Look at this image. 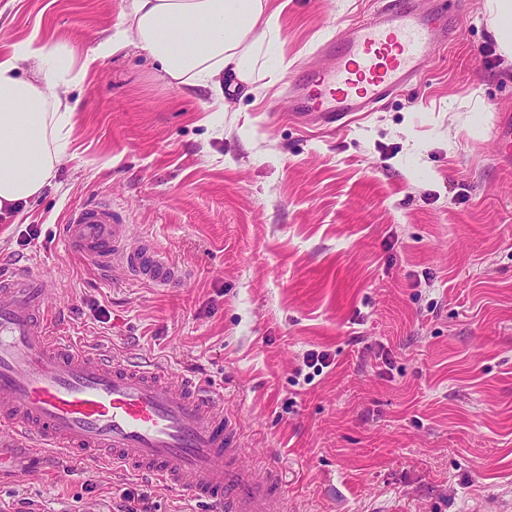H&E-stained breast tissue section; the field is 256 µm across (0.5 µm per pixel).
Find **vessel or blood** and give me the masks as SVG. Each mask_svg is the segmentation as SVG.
I'll return each instance as SVG.
<instances>
[{
    "label": "vessel or blood",
    "mask_w": 512,
    "mask_h": 512,
    "mask_svg": "<svg viewBox=\"0 0 512 512\" xmlns=\"http://www.w3.org/2000/svg\"><path fill=\"white\" fill-rule=\"evenodd\" d=\"M457 19L416 0H384L367 19L337 28L318 51L330 61L293 87L305 111L333 123L372 112L422 75ZM129 225L95 202L71 209L59 237L103 269L118 266L155 288L185 270L152 242L128 247ZM44 276L0 264V434L16 448H55L60 468L121 466L158 478L209 512H296L277 465L246 462L238 421L212 386L161 361L57 335Z\"/></svg>",
    "instance_id": "b4317fda"
}]
</instances>
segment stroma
<instances>
[{
    "mask_svg": "<svg viewBox=\"0 0 512 512\" xmlns=\"http://www.w3.org/2000/svg\"><path fill=\"white\" fill-rule=\"evenodd\" d=\"M130 0H0V51L40 30L85 56ZM288 69L209 109L146 52L99 59L69 156L0 216V262L50 275L64 330L152 355L224 394L250 460L273 458L299 512H512V59L486 0H440L461 27L425 74L331 128L290 115L289 84L323 66L337 24L381 0H271ZM107 201L187 272L131 284L64 248L59 224ZM329 365L304 381L308 351ZM182 512L154 480L0 450V512H117L119 492Z\"/></svg>",
    "mask_w": 512,
    "mask_h": 512,
    "instance_id": "1",
    "label": "stroma"
}]
</instances>
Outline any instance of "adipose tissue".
<instances>
[{"mask_svg":"<svg viewBox=\"0 0 512 512\" xmlns=\"http://www.w3.org/2000/svg\"><path fill=\"white\" fill-rule=\"evenodd\" d=\"M281 37L269 0H132L112 35L77 59L38 33L0 53V214L39 196L68 155L77 102L65 95L99 58L134 46L157 64L170 85L213 93L224 111V82H278L285 64L271 65Z\"/></svg>","mask_w":512,"mask_h":512,"instance_id":"obj_1","label":"adipose tissue"}]
</instances>
